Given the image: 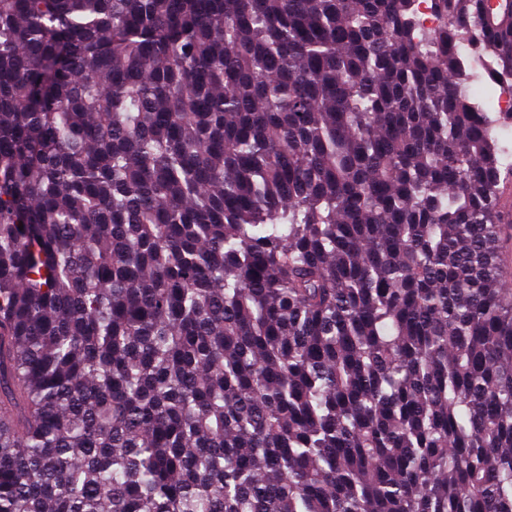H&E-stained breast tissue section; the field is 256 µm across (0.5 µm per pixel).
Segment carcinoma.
Wrapping results in <instances>:
<instances>
[{
	"mask_svg": "<svg viewBox=\"0 0 512 512\" xmlns=\"http://www.w3.org/2000/svg\"><path fill=\"white\" fill-rule=\"evenodd\" d=\"M0 0V512H512V0Z\"/></svg>",
	"mask_w": 512,
	"mask_h": 512,
	"instance_id": "1",
	"label": "carcinoma"
}]
</instances>
